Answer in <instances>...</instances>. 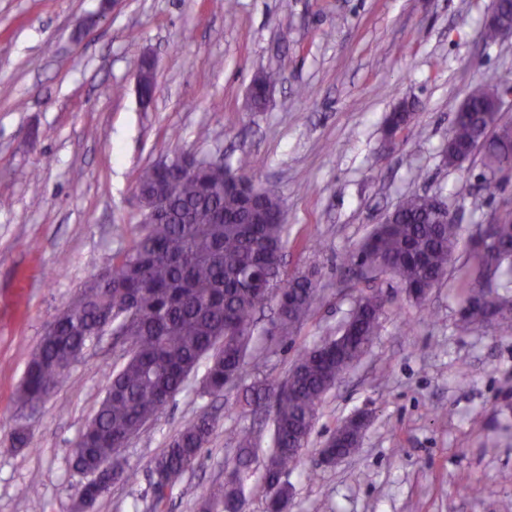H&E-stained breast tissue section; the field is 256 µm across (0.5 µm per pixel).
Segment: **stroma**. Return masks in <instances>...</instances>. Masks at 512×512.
<instances>
[{"label":"stroma","instance_id":"1","mask_svg":"<svg viewBox=\"0 0 512 512\" xmlns=\"http://www.w3.org/2000/svg\"><path fill=\"white\" fill-rule=\"evenodd\" d=\"M491 0H0V512H75L88 481L70 461L125 346L112 334L35 408L17 390L45 328L80 286L129 249L140 229L139 169L182 153L250 154L277 195L289 270L315 268L324 301L261 376L280 381L304 347L336 335L355 291L390 303L366 355L328 392L300 464L284 480L289 512H503L512 503V329L455 325L464 262L479 225L512 212V172L495 189L481 154L444 162L470 89L512 85V40L483 42ZM153 64L149 109L137 101L142 58ZM281 79L263 111L247 107L254 76ZM414 119L387 144L384 118ZM34 170L38 181L24 172ZM447 203L460 242L424 305L388 272L339 283V267L400 198ZM467 368L460 382L459 368ZM236 391L201 394L198 378L120 453L130 482L89 512H197L224 478L241 429L271 422L236 407ZM359 448L318 462L336 426L360 408ZM219 427L198 464L153 507L149 462L201 411ZM26 426L28 443L12 432ZM254 462V473L262 464Z\"/></svg>","mask_w":512,"mask_h":512}]
</instances>
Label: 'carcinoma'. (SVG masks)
<instances>
[{
    "label": "carcinoma",
    "instance_id": "1",
    "mask_svg": "<svg viewBox=\"0 0 512 512\" xmlns=\"http://www.w3.org/2000/svg\"><path fill=\"white\" fill-rule=\"evenodd\" d=\"M279 74L255 75L248 102L263 105V92ZM492 86L480 83L466 97L448 134L447 163L454 166L476 150L483 152L481 174L486 188L496 186V174L512 163V122L489 110ZM255 162L237 159L236 171L246 176L249 190L226 180L233 169L225 162L201 166L196 172L162 171L154 165L139 170L136 188L148 205L165 202L163 218L142 224L129 250L87 279L51 335H44L30 357L18 400L28 405L58 390L70 368L84 357L89 339L112 324V335L128 346L125 361L112 368L105 396L86 426L72 456V468L97 474L112 460V482L130 479L117 462L122 442L153 421L187 384L200 361H208L201 393L221 395L230 385L240 387L237 404L244 409L267 405L271 450L258 483L249 486L258 438L244 430L237 437L235 459L225 463L230 478L201 498L199 512H241L249 493L261 492L269 512H288V484L282 477L299 463L316 416L336 380L367 353L378 334L387 300L375 295L371 306H360L359 294L346 319L351 342L327 338L296 354L280 382L256 376L269 356L307 320L321 299L311 272L288 273L277 262L283 253L285 225L275 196L262 194L252 175ZM501 244L492 253L470 243L465 270L468 301L481 314L512 324V303L500 294L512 277V219L499 223ZM460 226L439 211L435 198L404 196L393 219L377 224L344 264V276L381 268L394 274L406 297L426 301L423 288L438 286L459 245ZM274 303L280 313L277 333L258 329L256 314ZM250 384H245L246 379ZM207 412L195 416L174 434L150 461L155 506L165 503L174 486L198 463L203 448L218 428ZM363 431L338 426L334 435L350 452Z\"/></svg>",
    "mask_w": 512,
    "mask_h": 512
}]
</instances>
